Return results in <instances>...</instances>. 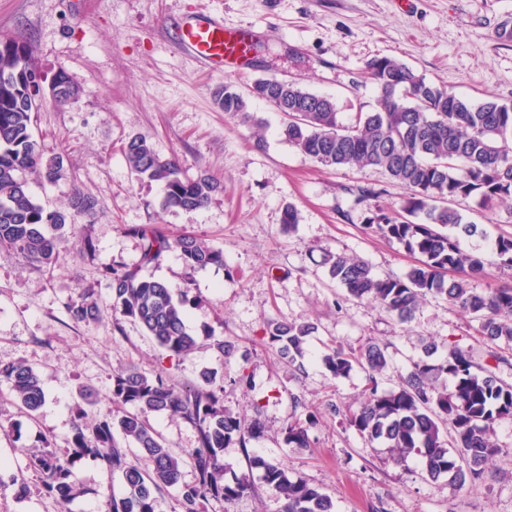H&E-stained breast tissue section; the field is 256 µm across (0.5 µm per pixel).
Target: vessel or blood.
I'll list each match as a JSON object with an SVG mask.
<instances>
[{"label":"vessel or blood","instance_id":"vessel-or-blood-1","mask_svg":"<svg viewBox=\"0 0 512 512\" xmlns=\"http://www.w3.org/2000/svg\"><path fill=\"white\" fill-rule=\"evenodd\" d=\"M175 37L210 72L238 75L251 65L250 47L256 32L228 27L223 16L200 12L182 19Z\"/></svg>","mask_w":512,"mask_h":512}]
</instances>
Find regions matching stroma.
<instances>
[{
  "instance_id": "obj_1",
  "label": "stroma",
  "mask_w": 512,
  "mask_h": 512,
  "mask_svg": "<svg viewBox=\"0 0 512 512\" xmlns=\"http://www.w3.org/2000/svg\"><path fill=\"white\" fill-rule=\"evenodd\" d=\"M203 8L227 25L257 31L268 51L254 58L251 71L211 73L176 43L173 23ZM505 29L512 31V0H0V36L25 42L45 78L63 70L81 89L78 99L63 106L47 100L35 113V138L45 156L62 157L64 172L54 183L28 175L29 192L50 208H66L76 188L97 202L80 219L97 245L95 259L73 241L45 271L0 245V362L32 366L46 394L31 420L0 385V477L9 481L0 490V512H105V494L121 493L122 485L99 462L78 463L84 493L64 506L38 490L23 449L41 437L67 448L77 411L97 418L110 411L112 373L133 365L181 383L213 372L225 407L265 425L248 448L225 447L226 479L245 471L252 453L330 495L337 512H512V422L496 429L500 452L488 464L486 486L430 480L414 460L392 462L383 445L347 426L342 411L363 393L361 370L332 381L315 361L299 374L267 343L268 321L300 316L317 327L310 338L317 354L331 341L349 349L375 340L388 359L386 389L399 384L430 342L439 354L456 344L472 348L475 362L491 363L488 347L475 341V321L453 305L427 300L401 323L374 304L344 298L330 278L331 253L359 256L381 277L406 275L414 256L364 227L371 210L398 207L404 189L374 167L313 163L281 140L283 115L264 101L248 103L263 123L259 139L214 104L225 83L243 91L257 78L275 77L332 97L349 123L374 101L366 64L381 56L404 61L458 96L512 103V38H502ZM134 136L160 155H176L189 174L215 176L221 191L201 210L164 207L162 185L136 180L125 162L123 147ZM353 186L376 195L355 204ZM289 205L298 222L288 231L281 215ZM457 207L483 229L461 238L464 250L488 255L500 235L512 234V205L486 210L472 197ZM141 224L194 235L224 252L220 266L192 270L171 252L148 270L194 299L188 324L200 347L176 360L131 320L112 328L99 267L138 261L139 241L126 228ZM229 268L234 278H226ZM85 289L101 301L98 323L73 322L65 311V301ZM214 336L233 342L236 354L219 359L210 346ZM241 372L252 375L254 389L234 385ZM298 399L317 414L306 448L286 446L279 433ZM21 482L27 491L18 490Z\"/></svg>"
}]
</instances>
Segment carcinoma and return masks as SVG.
<instances>
[{
	"label": "carcinoma",
	"mask_w": 512,
	"mask_h": 512,
	"mask_svg": "<svg viewBox=\"0 0 512 512\" xmlns=\"http://www.w3.org/2000/svg\"><path fill=\"white\" fill-rule=\"evenodd\" d=\"M31 66L25 43L0 38V245L37 268H51L62 255L66 233L75 232L79 218L92 213L96 202L76 190L69 209H54L28 192L26 174L38 173L52 183L63 170V159L45 157L32 132V113L39 111L42 99L28 79ZM367 71L378 95L349 125L340 121L330 97L292 81L272 89L274 97L293 108L279 128L283 141L324 167H377L407 191L399 209H377L366 228L419 255L418 263L403 278H381L356 256L331 254L329 276L346 298L376 303L402 323L411 321L427 298L444 299L477 323V341L494 346L490 357L505 362L512 352V287H472L473 279L486 276L491 261L460 248L459 237L481 235L483 229L465 220L454 203L469 197L487 206L512 202V105L474 103L394 57L371 59ZM268 83L267 78L254 80L246 96L226 84L215 92V104L247 121L248 99L266 100ZM58 87L71 88L52 97L58 104L79 96V87L63 70L50 81L51 90ZM124 155L139 180L164 186L167 208L202 209L220 188L216 178L188 174L142 137L131 138ZM126 231L139 238V261L100 267L112 310L137 323L167 356L179 359L194 352L199 343L186 324L188 292L174 298L172 289L146 270L169 252L179 253L191 269L222 266L223 250L192 235L170 236L155 226L131 225ZM494 253L499 266L512 269V234L498 237ZM64 308L76 323L100 319L98 299L90 292L68 299ZM315 330L313 322L301 317L276 319L267 323L265 336L281 359L301 371ZM321 360L336 380L356 368L366 374V388L357 407L347 409L346 424L369 442L384 444L392 461L414 457L422 473L433 480L445 477L451 485L484 481L487 464L500 452L495 426L512 422V386L502 383L492 367L476 366L470 350L454 345L436 362L420 359L391 389L379 381L388 361L373 340L350 351L329 346ZM0 384L34 419L45 401L34 368L21 361L0 363ZM223 395L224 386L208 373L181 386L164 373L125 368L112 377V403L122 413L89 422L85 412H78L68 448L57 451L41 439L27 450V469L42 491L66 505L78 493L76 464L85 457L99 460L124 487L122 496L105 497L106 512H161L159 494L174 486L178 512H204L210 499L229 505L260 485L282 501V512H335L330 496L259 455L248 457V471L225 480L224 447L236 441L245 448L264 428L224 408ZM151 413L179 418L194 428L196 448L184 456L169 448L148 424ZM281 435L291 448L309 446L308 429L297 420L286 424ZM130 442L135 448L126 447ZM187 459L194 473L190 482L182 481Z\"/></svg>",
	"instance_id": "1"
}]
</instances>
